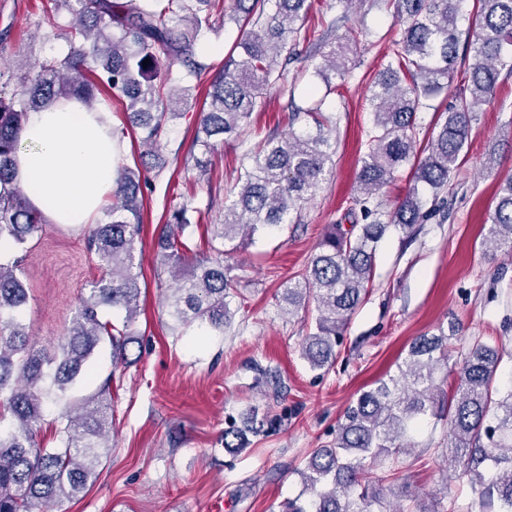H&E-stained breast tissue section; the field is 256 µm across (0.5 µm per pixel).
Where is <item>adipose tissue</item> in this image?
Instances as JSON below:
<instances>
[{
    "label": "adipose tissue",
    "instance_id": "1",
    "mask_svg": "<svg viewBox=\"0 0 512 512\" xmlns=\"http://www.w3.org/2000/svg\"><path fill=\"white\" fill-rule=\"evenodd\" d=\"M121 148L102 113L75 99L29 113L14 159L16 183L52 224H93L116 188Z\"/></svg>",
    "mask_w": 512,
    "mask_h": 512
}]
</instances>
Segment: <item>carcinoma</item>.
I'll return each mask as SVG.
<instances>
[{
	"instance_id": "carcinoma-1",
	"label": "carcinoma",
	"mask_w": 512,
	"mask_h": 512,
	"mask_svg": "<svg viewBox=\"0 0 512 512\" xmlns=\"http://www.w3.org/2000/svg\"><path fill=\"white\" fill-rule=\"evenodd\" d=\"M73 5L74 24L65 30L69 53L50 58L28 72V87L11 98L0 95V241L24 245L42 231L43 215L33 209L15 183L13 157L28 113L62 99L77 98L97 110V94L112 91L123 102L125 122L113 136L140 133L143 156L159 168L167 125L177 116L170 85L192 87L212 66L199 56L203 41L217 32L212 0H62ZM393 9L400 26L392 54L370 89L372 122L357 175L360 191L352 198L350 228L332 225L317 246L310 266L284 288L288 313L314 306L315 331L305 337L304 356L316 369H329L336 358V337L373 282L378 243L390 227L421 224L428 202L448 189L467 144L479 107L493 96L499 75L512 71V0H474L477 31L469 43L471 63L464 70L466 92L446 112L443 123L419 139L417 115L432 108L431 98L455 79L460 22L465 0H373ZM312 0H234L233 16L245 27L207 91L208 109L200 113L194 144L209 152L216 142L246 144L245 128L269 87L285 84L281 56L296 54ZM357 43L344 41L321 53L316 74L348 73L345 56ZM148 65H143L144 60ZM178 62L174 76L162 63ZM332 117L321 102L296 108L286 136H269L247 148V166L236 194L225 198L224 219L214 225L207 245L218 241L236 250L255 235L300 220L301 204L319 189L334 165ZM425 157L417 158L418 152ZM411 166V186L402 203L383 215L381 190ZM140 173L118 170L112 204L95 225L88 246L107 276L90 289L62 341L51 351L31 346L21 321L27 288L17 275L23 256L0 262V512L48 509L84 492L98 477L108 455L112 419L96 407L82 415L60 414V446L40 448L34 426L43 405L61 400L76 383L88 358L103 342L112 347V362L126 356L132 336L128 327L139 310V273L134 244L143 208ZM203 221L195 195L184 194L169 224L178 229L160 245L161 264L174 270L169 313L179 326L194 322L222 332L232 318L231 299L241 294L229 266L192 252L184 232ZM487 241L512 253V177L498 187L490 208ZM124 313L122 327L103 318L109 310ZM504 352L474 338L460 362H452L448 337L418 336L397 373L388 374L347 406L336 443L318 448L300 470L307 499L288 500L282 512H440L418 503L405 477L413 433L427 418L448 419V463L463 465L471 476L483 512H512V386L499 381ZM448 385V395L441 387ZM269 421L252 413L237 425L228 417L224 447L240 452L246 434L266 432ZM389 461L385 476L363 481L367 462ZM402 482L403 496L416 503L383 507V483Z\"/></svg>"
}]
</instances>
